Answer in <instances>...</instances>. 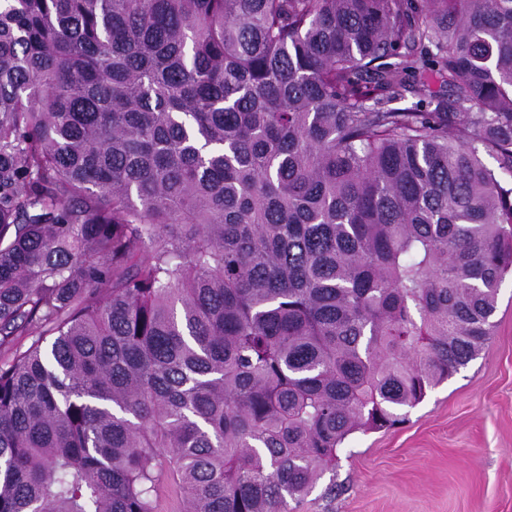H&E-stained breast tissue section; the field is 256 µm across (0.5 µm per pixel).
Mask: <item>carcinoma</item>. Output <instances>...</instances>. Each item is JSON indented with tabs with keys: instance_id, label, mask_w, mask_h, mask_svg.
Returning <instances> with one entry per match:
<instances>
[{
	"instance_id": "cac0c4a2",
	"label": "carcinoma",
	"mask_w": 512,
	"mask_h": 512,
	"mask_svg": "<svg viewBox=\"0 0 512 512\" xmlns=\"http://www.w3.org/2000/svg\"><path fill=\"white\" fill-rule=\"evenodd\" d=\"M498 171L512 0H0V512H288L492 336Z\"/></svg>"
}]
</instances>
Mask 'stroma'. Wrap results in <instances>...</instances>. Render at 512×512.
<instances>
[{"label":"stroma","instance_id":"stroma-1","mask_svg":"<svg viewBox=\"0 0 512 512\" xmlns=\"http://www.w3.org/2000/svg\"><path fill=\"white\" fill-rule=\"evenodd\" d=\"M484 350L396 428L352 434L290 512H512V277Z\"/></svg>","mask_w":512,"mask_h":512}]
</instances>
